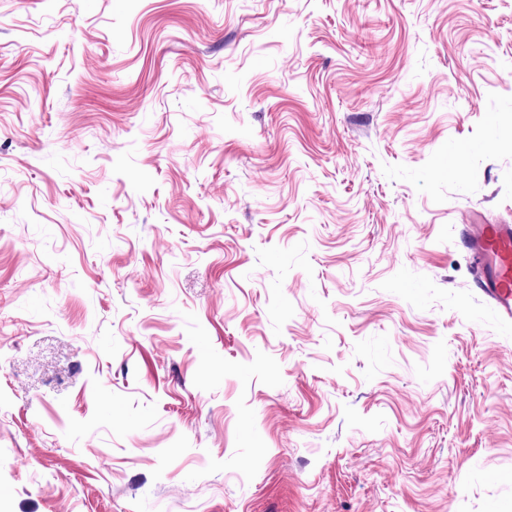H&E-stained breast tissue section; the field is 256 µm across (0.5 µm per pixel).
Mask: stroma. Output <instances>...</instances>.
I'll return each mask as SVG.
<instances>
[{
  "label": "stroma",
  "mask_w": 512,
  "mask_h": 512,
  "mask_svg": "<svg viewBox=\"0 0 512 512\" xmlns=\"http://www.w3.org/2000/svg\"><path fill=\"white\" fill-rule=\"evenodd\" d=\"M512 0H0V512H512ZM460 238L479 270L482 297L501 318L512 320V224H476Z\"/></svg>",
  "instance_id": "1"
}]
</instances>
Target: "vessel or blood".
Returning <instances> with one entry per match:
<instances>
[{"label":"vessel or blood","mask_w":512,"mask_h":512,"mask_svg":"<svg viewBox=\"0 0 512 512\" xmlns=\"http://www.w3.org/2000/svg\"><path fill=\"white\" fill-rule=\"evenodd\" d=\"M460 238L479 271L482 297L512 320V224H477Z\"/></svg>","instance_id":"obj_1"}]
</instances>
